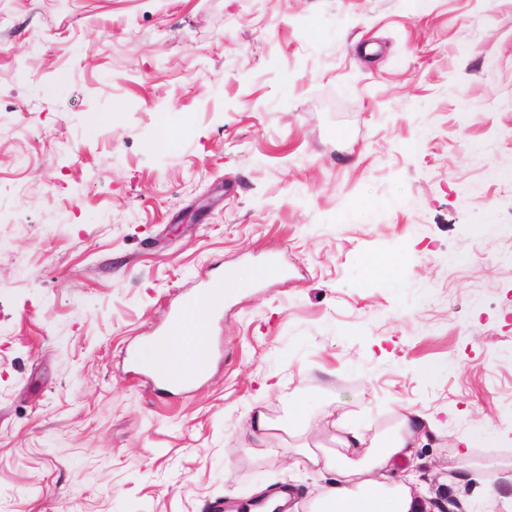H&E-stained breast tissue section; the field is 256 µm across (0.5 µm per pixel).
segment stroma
<instances>
[{"instance_id": "stroma-1", "label": "stroma", "mask_w": 512, "mask_h": 512, "mask_svg": "<svg viewBox=\"0 0 512 512\" xmlns=\"http://www.w3.org/2000/svg\"><path fill=\"white\" fill-rule=\"evenodd\" d=\"M511 138L512 0H0V512H309L299 403L433 415L390 479L506 512ZM227 277L161 387L133 351ZM209 367V352L203 350L189 364L182 363L178 367L169 368L167 376L157 379L166 386H185L205 376ZM251 411L248 427L255 443L261 445L275 438L278 427L269 416L259 407Z\"/></svg>"}]
</instances>
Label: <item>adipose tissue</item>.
<instances>
[{"label": "adipose tissue", "instance_id": "1", "mask_svg": "<svg viewBox=\"0 0 512 512\" xmlns=\"http://www.w3.org/2000/svg\"><path fill=\"white\" fill-rule=\"evenodd\" d=\"M206 346L201 321L191 320L179 335L170 337L165 351L145 343L138 352L142 366L161 372L173 356L186 349L201 350ZM337 429L336 455L319 457L310 453L306 464L333 470L335 479L325 486L314 512H423V503L410 487L386 484L382 476L394 469L399 461L411 458L417 439L437 432L434 418L418 410H406L400 417L396 432L380 443H368L361 428L350 425L344 418L332 422Z\"/></svg>", "mask_w": 512, "mask_h": 512}]
</instances>
